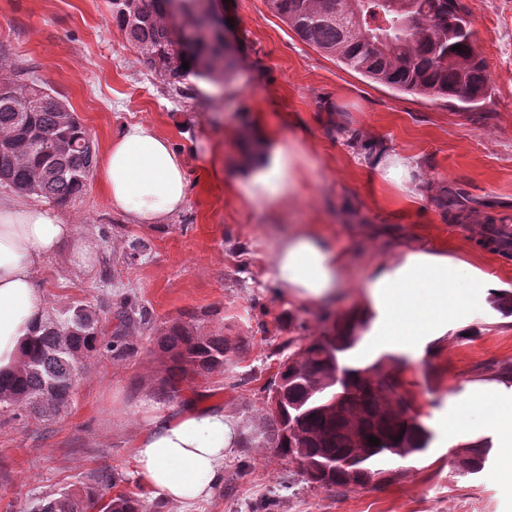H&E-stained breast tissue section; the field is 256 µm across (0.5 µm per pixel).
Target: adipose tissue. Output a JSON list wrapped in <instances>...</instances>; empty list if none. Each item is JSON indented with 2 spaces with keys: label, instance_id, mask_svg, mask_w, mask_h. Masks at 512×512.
Returning a JSON list of instances; mask_svg holds the SVG:
<instances>
[{
  "label": "adipose tissue",
  "instance_id": "ef3b65f1",
  "mask_svg": "<svg viewBox=\"0 0 512 512\" xmlns=\"http://www.w3.org/2000/svg\"><path fill=\"white\" fill-rule=\"evenodd\" d=\"M256 167L251 197L285 198L297 189L288 151L250 154ZM112 210L133 224H160L186 205L185 161L171 140L146 123H130L113 135L99 168ZM97 240L78 234L60 212L45 204L0 197V371L15 367L25 338L47 310L35 282L36 268L59 259L91 268ZM271 276L283 293L317 302L340 287L343 260L323 238L300 231L282 239L270 259ZM497 281L468 263L422 249L376 264L364 283L375 316L373 349L405 350L446 335L450 325L482 317L481 299ZM135 441L136 475L157 494L179 503L210 497L240 426L220 406L165 410L143 404ZM445 447L491 438L499 456L496 477L512 486V377L470 384L449 398L438 420Z\"/></svg>",
  "mask_w": 512,
  "mask_h": 512
}]
</instances>
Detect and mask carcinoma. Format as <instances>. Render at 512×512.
Wrapping results in <instances>:
<instances>
[{
  "label": "carcinoma",
  "instance_id": "1",
  "mask_svg": "<svg viewBox=\"0 0 512 512\" xmlns=\"http://www.w3.org/2000/svg\"><path fill=\"white\" fill-rule=\"evenodd\" d=\"M172 2L112 0V22L140 51L143 64L168 84L189 74L224 78L237 65L236 54L221 46L198 0H180V22L193 39L178 47ZM266 3L302 41L373 82L468 108L491 97L484 61L470 51L471 31L460 0ZM410 19L416 20L412 26ZM62 105L43 83L0 85V184L57 204L83 193L96 150L77 113L61 111ZM110 313V307L78 300L47 315L27 337L16 369L0 373V417L23 424L50 420L71 405L76 370L98 356L127 354L128 324H154L150 310L130 298L115 312L117 323L107 318ZM199 321L193 313L157 329L167 364L158 386L163 398L176 396L186 379L223 369L224 358L238 350L227 336L202 333ZM365 323L361 310L346 312L330 332L308 338L280 361L266 386L267 392L279 393V409H266L261 429L241 436L242 447L260 440L286 458L303 460L308 483L341 488L367 486L371 477L389 472L386 462L427 451L431 434L412 404L398 395L401 381L386 359L356 365L347 358ZM370 436L380 444L371 445ZM489 453L487 443L470 446L454 467L477 474ZM120 481L112 470L97 469L76 489L36 498L31 512H143L134 496L107 495Z\"/></svg>",
  "mask_w": 512,
  "mask_h": 512
}]
</instances>
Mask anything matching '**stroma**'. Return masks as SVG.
Masks as SVG:
<instances>
[{
    "label": "stroma",
    "instance_id": "35a3bbf8",
    "mask_svg": "<svg viewBox=\"0 0 512 512\" xmlns=\"http://www.w3.org/2000/svg\"><path fill=\"white\" fill-rule=\"evenodd\" d=\"M491 96L477 109L371 82L304 43L266 0H216L232 20L237 67L215 82L189 75L177 87L147 70L112 22L109 0H0V44L9 53L0 82L31 71L78 114L97 151L128 123L145 122L186 159L190 194L160 226L112 210L98 172L61 211L100 243L96 264L77 272L55 260L36 270L48 309L74 300L118 306L133 298L157 326L194 311L202 331L234 339L220 372L184 384L174 408L217 405L243 430L257 429L267 383L302 339L330 331L338 315L364 307L361 282L378 262L422 247L494 275L512 291V256L485 247L492 224L512 225V0H462ZM268 146L295 154L299 193L274 204L248 198L242 143L256 124ZM404 159L401 180L366 156ZM478 201L454 216L446 192ZM321 233L346 268L344 288L322 303L281 294L270 276L277 240L300 227ZM147 243L138 262L124 254ZM487 295L482 319L450 327L417 356L396 355L402 394L426 427L449 396L512 367V316ZM122 359L88 361L72 404L52 420L0 425V512H28L38 496L76 486L92 470L123 475L119 488L161 512H512V489L493 465L459 474L456 449L432 440L414 460L390 462L379 486H309L274 449L236 447L212 495L186 505L160 502L139 482L133 458L144 401L164 374L155 328L127 331Z\"/></svg>",
    "mask_w": 512,
    "mask_h": 512
}]
</instances>
